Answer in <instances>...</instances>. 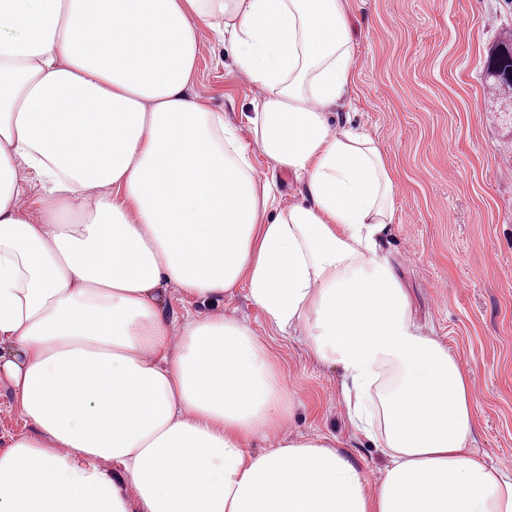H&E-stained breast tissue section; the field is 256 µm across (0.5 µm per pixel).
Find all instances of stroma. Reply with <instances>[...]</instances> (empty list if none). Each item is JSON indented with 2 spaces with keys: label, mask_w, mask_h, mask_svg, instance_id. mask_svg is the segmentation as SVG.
<instances>
[{
  "label": "stroma",
  "mask_w": 512,
  "mask_h": 512,
  "mask_svg": "<svg viewBox=\"0 0 512 512\" xmlns=\"http://www.w3.org/2000/svg\"><path fill=\"white\" fill-rule=\"evenodd\" d=\"M355 88L341 109L375 139L398 174V205L383 249L422 330L468 369L474 450L512 467V102L488 92L486 62L512 33V0H349ZM250 146L258 177H273L276 206L299 201L295 176L253 148L246 117L260 91L228 44L201 33L193 84ZM169 316L222 311L265 342L291 395L288 432L335 439L370 485L387 458L353 432L340 367L314 362L273 331L246 283L201 304L170 290Z\"/></svg>",
  "instance_id": "35a3bbf8"
}]
</instances>
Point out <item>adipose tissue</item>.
Listing matches in <instances>:
<instances>
[{
    "instance_id": "ef3b65f1",
    "label": "adipose tissue",
    "mask_w": 512,
    "mask_h": 512,
    "mask_svg": "<svg viewBox=\"0 0 512 512\" xmlns=\"http://www.w3.org/2000/svg\"><path fill=\"white\" fill-rule=\"evenodd\" d=\"M205 28L261 88L256 145L301 201L272 209L193 92ZM353 84L345 0H0V378L27 428L0 448V512H512V468L471 449L467 371L382 253L395 172L331 126ZM242 281L341 367L377 487L330 439L280 434L288 387L244 323L165 311L168 286Z\"/></svg>"
}]
</instances>
